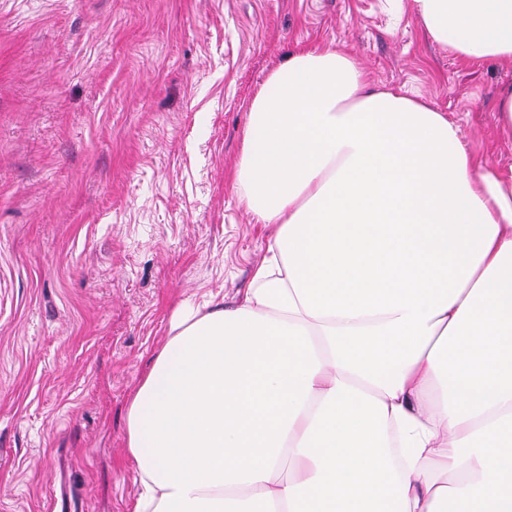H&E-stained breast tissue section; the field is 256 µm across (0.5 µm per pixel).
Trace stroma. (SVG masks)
<instances>
[{
  "label": "stroma",
  "instance_id": "obj_1",
  "mask_svg": "<svg viewBox=\"0 0 512 512\" xmlns=\"http://www.w3.org/2000/svg\"><path fill=\"white\" fill-rule=\"evenodd\" d=\"M328 43L512 164V60H462L411 0H0V512H133L131 392L273 240L234 184L249 106Z\"/></svg>",
  "mask_w": 512,
  "mask_h": 512
}]
</instances>
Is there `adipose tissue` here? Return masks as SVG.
Segmentation results:
<instances>
[{
    "instance_id": "obj_1",
    "label": "adipose tissue",
    "mask_w": 512,
    "mask_h": 512,
    "mask_svg": "<svg viewBox=\"0 0 512 512\" xmlns=\"http://www.w3.org/2000/svg\"><path fill=\"white\" fill-rule=\"evenodd\" d=\"M412 2L512 57V0ZM237 184L277 234L128 401L134 512H512V167L314 45L252 100Z\"/></svg>"
}]
</instances>
